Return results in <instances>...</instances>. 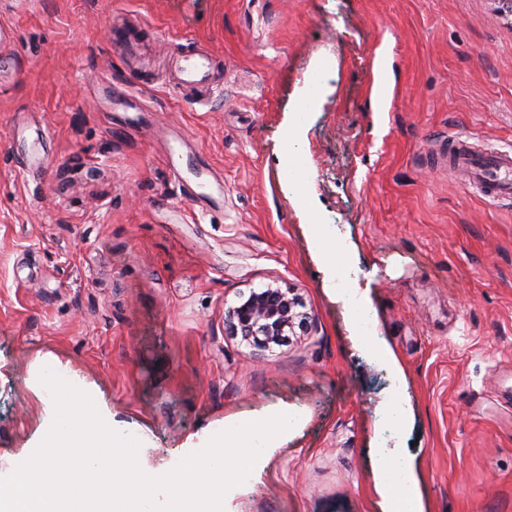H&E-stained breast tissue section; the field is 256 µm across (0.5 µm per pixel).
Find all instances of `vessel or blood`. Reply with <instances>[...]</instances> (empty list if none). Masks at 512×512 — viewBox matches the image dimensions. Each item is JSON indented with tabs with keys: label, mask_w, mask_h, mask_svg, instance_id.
I'll list each match as a JSON object with an SVG mask.
<instances>
[{
	"label": "vessel or blood",
	"mask_w": 512,
	"mask_h": 512,
	"mask_svg": "<svg viewBox=\"0 0 512 512\" xmlns=\"http://www.w3.org/2000/svg\"><path fill=\"white\" fill-rule=\"evenodd\" d=\"M214 70L210 55L192 53L178 59V83L184 88L207 85ZM16 144L25 155L26 165L41 164L39 148L47 134L29 122L26 115H18L15 121ZM193 151L182 139L170 142L167 165L172 177L181 181L186 196L203 204L206 209L224 207V187L212 171L194 162ZM448 167L464 171L472 187L489 199L512 196V148L483 151L465 138H455L448 143Z\"/></svg>",
	"instance_id": "1"
}]
</instances>
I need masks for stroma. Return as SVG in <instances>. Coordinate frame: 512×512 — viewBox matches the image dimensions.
Returning a JSON list of instances; mask_svg holds the SVG:
<instances>
[{
    "instance_id": "35a3bbf8",
    "label": "stroma",
    "mask_w": 512,
    "mask_h": 512,
    "mask_svg": "<svg viewBox=\"0 0 512 512\" xmlns=\"http://www.w3.org/2000/svg\"><path fill=\"white\" fill-rule=\"evenodd\" d=\"M116 20L137 31L135 57L113 46ZM194 50L222 64L202 95L171 87L174 55ZM325 60L331 80L296 123ZM130 91L149 111L134 126ZM20 112L49 131L41 169L11 147ZM292 126L303 199L280 178ZM177 135L223 179L222 211L172 178ZM457 136L512 145L499 0H0V473L41 435L49 355L148 436V472L208 427L296 415L224 512H380L383 439L424 512H512V197L485 200L438 164ZM312 211L338 224L404 367L395 430L379 413L391 374L356 343ZM274 281L312 322L255 355L225 312Z\"/></svg>"
}]
</instances>
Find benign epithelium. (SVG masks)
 I'll return each mask as SVG.
<instances>
[{
	"label": "benign epithelium",
	"mask_w": 512,
	"mask_h": 512,
	"mask_svg": "<svg viewBox=\"0 0 512 512\" xmlns=\"http://www.w3.org/2000/svg\"><path fill=\"white\" fill-rule=\"evenodd\" d=\"M302 303L291 289L269 283L252 289L248 295L229 306L225 322L233 335L241 337L247 346L257 352H266L282 345L295 328L309 323V314L298 310Z\"/></svg>",
	"instance_id": "7a95c632"
}]
</instances>
